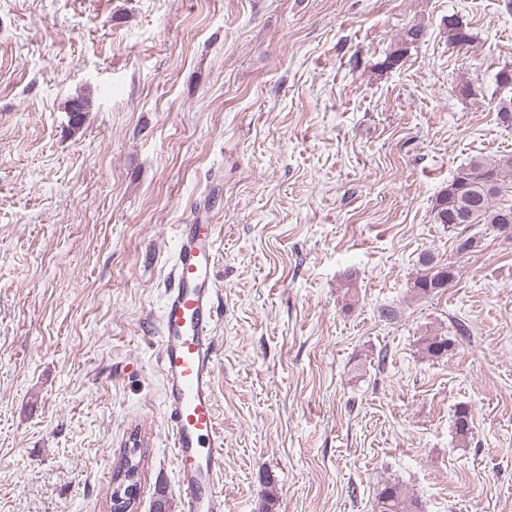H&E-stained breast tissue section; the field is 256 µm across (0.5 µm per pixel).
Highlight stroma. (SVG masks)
I'll return each instance as SVG.
<instances>
[{"instance_id":"obj_1","label":"stroma","mask_w":512,"mask_h":512,"mask_svg":"<svg viewBox=\"0 0 512 512\" xmlns=\"http://www.w3.org/2000/svg\"><path fill=\"white\" fill-rule=\"evenodd\" d=\"M510 65L512 0H0V512H109L135 443L137 512H180L161 314L197 215L226 512H375L390 481L512 512V237L460 257L432 221L461 167L512 154ZM426 252L461 276L415 301Z\"/></svg>"}]
</instances>
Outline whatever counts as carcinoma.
Listing matches in <instances>:
<instances>
[{
    "label": "carcinoma",
    "instance_id": "cac0c4a2",
    "mask_svg": "<svg viewBox=\"0 0 512 512\" xmlns=\"http://www.w3.org/2000/svg\"><path fill=\"white\" fill-rule=\"evenodd\" d=\"M422 36V29L414 26L406 31L396 48L389 54V66L396 65L407 53L408 45ZM80 107L77 113H69L70 126H82L85 112L90 106L89 97L77 95L67 101ZM433 221L441 224L452 234L456 253L466 255L482 247L484 234L470 233L480 224L494 231L512 234V155L495 160L475 159L459 169L453 180L438 195L433 206ZM420 271L410 286V291L425 300L445 291L457 278L460 267L454 262H441L430 253L419 258ZM452 342L448 336L435 334L423 339L422 350L431 358L448 354ZM470 409L460 405L454 413L453 427L457 439L466 442L471 435ZM376 512H419V502L409 495L403 485L388 482L381 487L375 498Z\"/></svg>",
    "mask_w": 512,
    "mask_h": 512
}]
</instances>
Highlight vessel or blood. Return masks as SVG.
I'll return each mask as SVG.
<instances>
[{
	"label": "vessel or blood",
	"mask_w": 512,
	"mask_h": 512,
	"mask_svg": "<svg viewBox=\"0 0 512 512\" xmlns=\"http://www.w3.org/2000/svg\"><path fill=\"white\" fill-rule=\"evenodd\" d=\"M216 237V225H182L162 311L163 401L182 512H224L214 396Z\"/></svg>",
	"instance_id": "b4317fda"
}]
</instances>
